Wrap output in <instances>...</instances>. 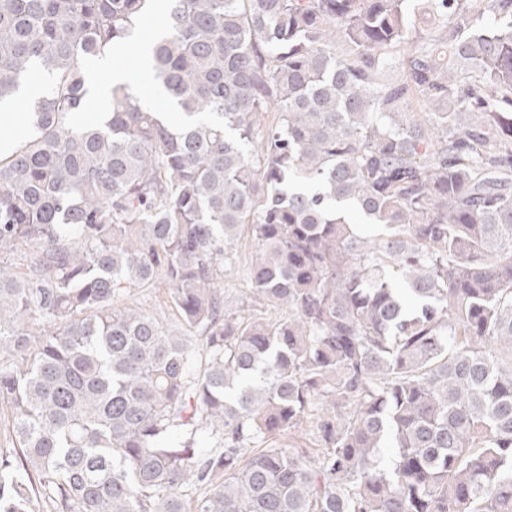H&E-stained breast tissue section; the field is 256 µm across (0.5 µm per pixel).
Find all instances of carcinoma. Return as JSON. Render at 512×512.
Segmentation results:
<instances>
[{
	"instance_id": "cac0c4a2",
	"label": "carcinoma",
	"mask_w": 512,
	"mask_h": 512,
	"mask_svg": "<svg viewBox=\"0 0 512 512\" xmlns=\"http://www.w3.org/2000/svg\"><path fill=\"white\" fill-rule=\"evenodd\" d=\"M155 2L0 0V512H512V0ZM105 61H111V63H104ZM112 69L110 70V68ZM90 72H97L99 77L106 79L109 73V79L106 82H101L95 79L91 80L92 90L88 96V105L92 110H98L102 106V102L107 95V92L112 85V81L115 83L125 82L129 79L128 72L122 69L118 65L112 64V54L102 60L93 62L90 67ZM110 70V72H108ZM238 267L235 271L224 272V298L229 308L239 310L242 305L245 306V310L241 314L246 315V306L249 295L245 294L247 291L246 284L241 279V274L238 272ZM245 301V303H244ZM119 303L140 307L161 318L169 327H178L177 315L169 307L165 288H132L119 298Z\"/></svg>"
}]
</instances>
